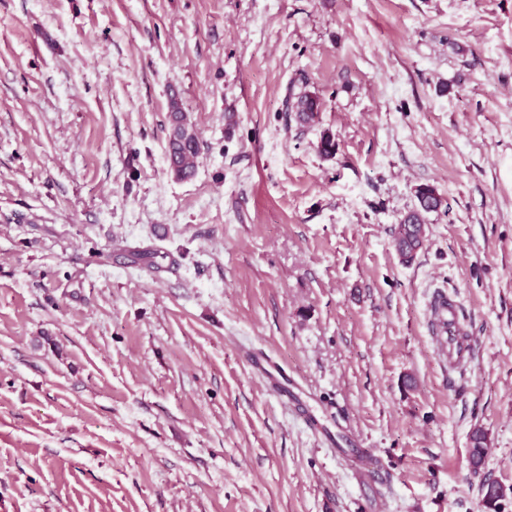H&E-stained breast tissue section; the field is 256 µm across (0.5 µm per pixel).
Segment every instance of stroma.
<instances>
[{"mask_svg": "<svg viewBox=\"0 0 512 512\" xmlns=\"http://www.w3.org/2000/svg\"><path fill=\"white\" fill-rule=\"evenodd\" d=\"M422 185L444 209L405 264ZM486 481L512 486V0H0V512H488ZM320 102L315 94L304 92L299 94L292 103L291 110L295 112V118L300 123H308L313 120L318 112ZM168 123V168L177 179L190 180L195 176L200 140L196 129L180 107L178 95L175 94L170 98ZM415 197L414 206L406 213L405 219L397 224L393 239L396 252L406 263H410L424 245L419 239L418 229L411 224H420L421 234L424 236L427 215L438 212L443 206L442 198L428 185L418 187ZM430 309L440 353L448 358L449 364L470 360L474 343L458 322L457 302L445 293H439L431 303ZM249 363L253 372L259 376L265 384L271 386L273 390H276L281 396L287 400H294L295 397L288 387V377L284 370L271 361V358L265 354H253L249 358ZM488 449L487 432L482 428H475L470 434V448L468 449L470 465L475 474L483 468Z\"/></svg>", "mask_w": 512, "mask_h": 512, "instance_id": "stroma-1", "label": "stroma"}]
</instances>
